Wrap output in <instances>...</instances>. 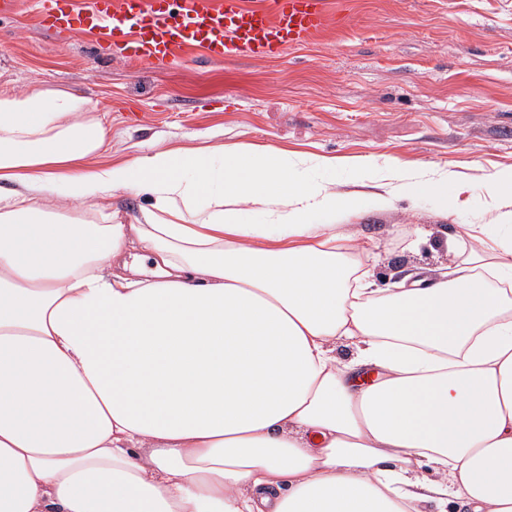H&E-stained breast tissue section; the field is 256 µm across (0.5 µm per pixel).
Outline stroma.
<instances>
[{"label":"stroma","mask_w":512,"mask_h":512,"mask_svg":"<svg viewBox=\"0 0 512 512\" xmlns=\"http://www.w3.org/2000/svg\"><path fill=\"white\" fill-rule=\"evenodd\" d=\"M92 39L43 28L31 0L0 17V87L91 99L104 159L171 147L271 145L306 160L337 192L347 166L372 158L382 206L337 223L377 262L376 287L437 278L461 225H488L500 202L490 174L512 168V0H348L346 22L266 59L214 61L189 50L175 66L95 56ZM328 159L325 167L317 159ZM448 174V217L396 193L399 175Z\"/></svg>","instance_id":"stroma-1"}]
</instances>
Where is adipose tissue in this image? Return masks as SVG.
Segmentation results:
<instances>
[{
  "instance_id": "obj_1",
  "label": "adipose tissue",
  "mask_w": 512,
  "mask_h": 512,
  "mask_svg": "<svg viewBox=\"0 0 512 512\" xmlns=\"http://www.w3.org/2000/svg\"><path fill=\"white\" fill-rule=\"evenodd\" d=\"M104 146L86 97L0 89V512H512V210L385 294L329 221L384 196ZM106 203L112 206L113 212H118V221L123 224H135L141 216L143 207L148 206L149 200L146 195L118 192Z\"/></svg>"
}]
</instances>
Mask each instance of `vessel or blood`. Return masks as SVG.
Listing matches in <instances>:
<instances>
[{"label": "vessel or blood", "mask_w": 512, "mask_h": 512, "mask_svg": "<svg viewBox=\"0 0 512 512\" xmlns=\"http://www.w3.org/2000/svg\"><path fill=\"white\" fill-rule=\"evenodd\" d=\"M332 0H34L44 27L92 32L105 53L174 64L197 47L208 56L262 59L310 40L326 25Z\"/></svg>", "instance_id": "1"}]
</instances>
